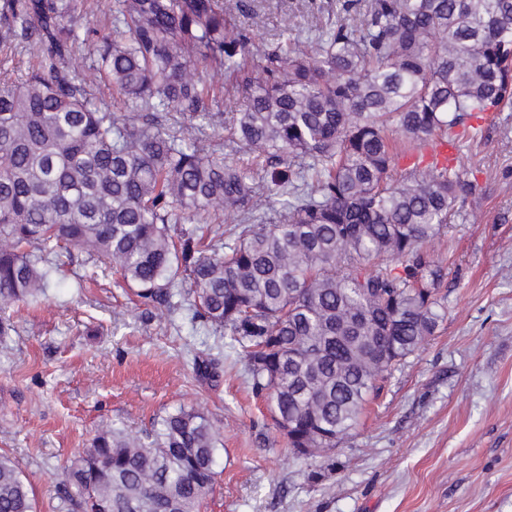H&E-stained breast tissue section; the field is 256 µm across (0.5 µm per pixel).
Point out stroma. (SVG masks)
<instances>
[{
  "instance_id": "obj_1",
  "label": "stroma",
  "mask_w": 512,
  "mask_h": 512,
  "mask_svg": "<svg viewBox=\"0 0 512 512\" xmlns=\"http://www.w3.org/2000/svg\"><path fill=\"white\" fill-rule=\"evenodd\" d=\"M343 0H223L228 22L273 44L343 18ZM455 165L461 196L435 250L447 314L336 448L295 457L223 331L114 287L86 253L52 256L46 298L0 336V454L56 512L63 468L104 424L139 431L179 406L224 430L201 512H512V109ZM218 366L208 375V362Z\"/></svg>"
}]
</instances>
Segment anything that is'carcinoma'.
<instances>
[{"label": "carcinoma", "instance_id": "carcinoma-1", "mask_svg": "<svg viewBox=\"0 0 512 512\" xmlns=\"http://www.w3.org/2000/svg\"><path fill=\"white\" fill-rule=\"evenodd\" d=\"M0 0V335L41 296L46 256L74 248L119 287L197 318L242 351L288 446L335 448L445 310L429 246L473 190L435 149L512 108V0H365L356 24L256 45L221 0ZM82 47L100 62L71 66ZM230 78L244 166L202 145ZM105 85L119 107L97 104ZM179 115L170 130L150 118ZM430 149L393 182L405 146ZM186 221L194 228L171 234ZM221 433L179 407L150 430L108 424L70 461L67 512H200ZM0 512H36L0 454Z\"/></svg>", "mask_w": 512, "mask_h": 512}]
</instances>
